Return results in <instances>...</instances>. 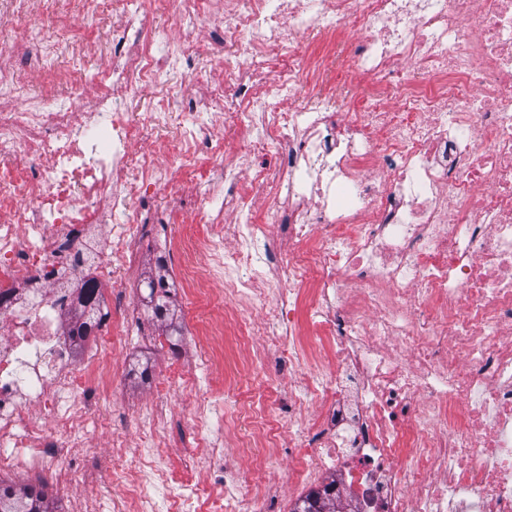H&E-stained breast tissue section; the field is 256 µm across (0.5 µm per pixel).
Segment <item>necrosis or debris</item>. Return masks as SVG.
Wrapping results in <instances>:
<instances>
[{"mask_svg":"<svg viewBox=\"0 0 512 512\" xmlns=\"http://www.w3.org/2000/svg\"><path fill=\"white\" fill-rule=\"evenodd\" d=\"M111 5L0 0L24 28L0 43V479L116 482L114 512H272L284 467L333 512H512V0H125L109 62L80 70ZM173 72L149 111L120 107ZM63 83L94 92L74 106ZM176 224L196 335L237 326L252 371L288 382L290 461L261 429L275 405L215 397L200 355L91 437L142 337L144 244ZM191 387L206 453L176 464L168 403Z\"/></svg>","mask_w":512,"mask_h":512,"instance_id":"4bbe7bcc","label":"necrosis or debris"}]
</instances>
